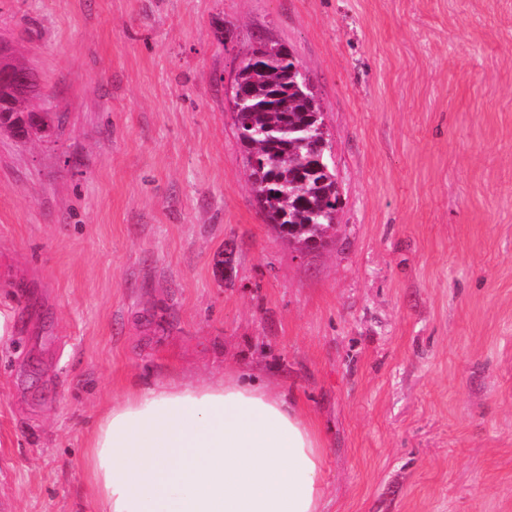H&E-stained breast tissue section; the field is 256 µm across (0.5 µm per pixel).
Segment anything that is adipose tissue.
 <instances>
[{
    "label": "adipose tissue",
    "mask_w": 512,
    "mask_h": 512,
    "mask_svg": "<svg viewBox=\"0 0 512 512\" xmlns=\"http://www.w3.org/2000/svg\"><path fill=\"white\" fill-rule=\"evenodd\" d=\"M88 448L99 512H322L327 497L321 430L242 373L133 391Z\"/></svg>",
    "instance_id": "1"
}]
</instances>
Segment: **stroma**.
Segmentation results:
<instances>
[{
  "instance_id": "obj_1",
  "label": "stroma",
  "mask_w": 512,
  "mask_h": 512,
  "mask_svg": "<svg viewBox=\"0 0 512 512\" xmlns=\"http://www.w3.org/2000/svg\"><path fill=\"white\" fill-rule=\"evenodd\" d=\"M1 35L67 122L0 132V512H97L113 401L231 370L328 432L325 512H512V0H0ZM263 39L332 146L307 255L234 126Z\"/></svg>"
}]
</instances>
